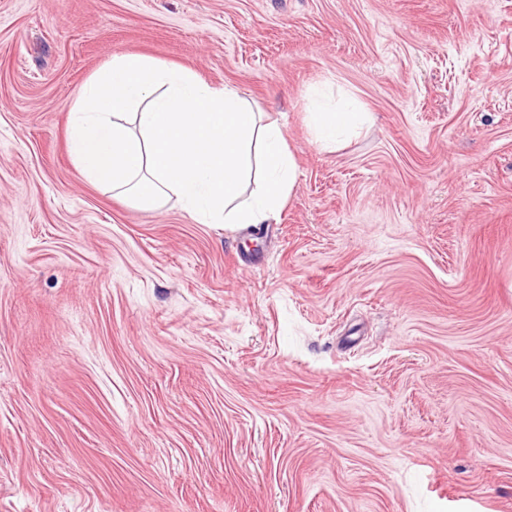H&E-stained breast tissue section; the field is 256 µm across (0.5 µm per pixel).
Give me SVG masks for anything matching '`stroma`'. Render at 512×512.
Returning a JSON list of instances; mask_svg holds the SVG:
<instances>
[{
	"mask_svg": "<svg viewBox=\"0 0 512 512\" xmlns=\"http://www.w3.org/2000/svg\"><path fill=\"white\" fill-rule=\"evenodd\" d=\"M115 53L283 125L276 219L85 179ZM0 512H512V0H0ZM370 119L367 112L340 111L316 101L307 112V120L314 131L315 142L322 149H334L342 139L358 133Z\"/></svg>",
	"mask_w": 512,
	"mask_h": 512,
	"instance_id": "1",
	"label": "stroma"
}]
</instances>
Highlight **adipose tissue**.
<instances>
[{
	"instance_id": "adipose-tissue-1",
	"label": "adipose tissue",
	"mask_w": 512,
	"mask_h": 512,
	"mask_svg": "<svg viewBox=\"0 0 512 512\" xmlns=\"http://www.w3.org/2000/svg\"><path fill=\"white\" fill-rule=\"evenodd\" d=\"M321 148L358 133L369 113L312 103ZM69 150L83 176L137 208L176 202L200 224H263L294 189L284 129L231 85L154 58L116 53L78 90Z\"/></svg>"
}]
</instances>
